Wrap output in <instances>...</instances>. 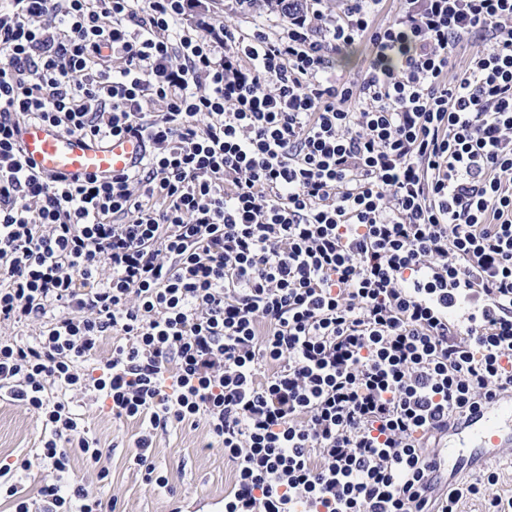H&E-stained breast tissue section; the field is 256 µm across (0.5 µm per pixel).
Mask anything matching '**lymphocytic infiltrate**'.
Wrapping results in <instances>:
<instances>
[{"instance_id":"f902f5d3","label":"lymphocytic infiltrate","mask_w":512,"mask_h":512,"mask_svg":"<svg viewBox=\"0 0 512 512\" xmlns=\"http://www.w3.org/2000/svg\"><path fill=\"white\" fill-rule=\"evenodd\" d=\"M311 0L278 34L215 27L194 0L0 5V390L41 423L54 473L15 512H104L61 484L70 396L204 421L234 467L224 512H457L496 472L448 480L427 448L512 389V0ZM484 33L462 75L449 55ZM369 41L360 80L328 52ZM157 112H147V105ZM147 143L102 183L29 171L21 123ZM109 357H102L104 342Z\"/></svg>"}]
</instances>
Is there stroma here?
<instances>
[{"label":"stroma","instance_id":"1","mask_svg":"<svg viewBox=\"0 0 512 512\" xmlns=\"http://www.w3.org/2000/svg\"><path fill=\"white\" fill-rule=\"evenodd\" d=\"M209 15L242 35L260 26L278 33L284 17L276 11H247L236 0H202ZM72 408L88 437L109 449L110 477L102 482L81 455H74L70 480L83 484L91 497L115 498L119 512H170L181 501L185 512H224V492L233 480V466L204 425L156 429L152 460L167 477L164 488L148 487L131 448L144 429L140 420H114L108 407L94 395L74 398ZM41 428L35 416L7 399H0V461L32 456L39 446Z\"/></svg>","mask_w":512,"mask_h":512}]
</instances>
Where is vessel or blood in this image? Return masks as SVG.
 <instances>
[{"label": "vessel or blood", "mask_w": 512, "mask_h": 512, "mask_svg": "<svg viewBox=\"0 0 512 512\" xmlns=\"http://www.w3.org/2000/svg\"><path fill=\"white\" fill-rule=\"evenodd\" d=\"M19 139L28 169L46 176L90 177L104 182L137 165L146 149L143 139L135 135L94 137L68 133L47 122L24 123ZM511 447L512 390H502L449 428L432 463L441 473L451 465L473 467Z\"/></svg>", "instance_id": "obj_1"}]
</instances>
